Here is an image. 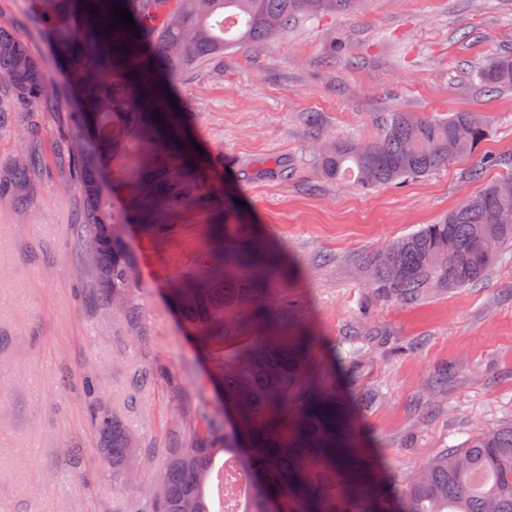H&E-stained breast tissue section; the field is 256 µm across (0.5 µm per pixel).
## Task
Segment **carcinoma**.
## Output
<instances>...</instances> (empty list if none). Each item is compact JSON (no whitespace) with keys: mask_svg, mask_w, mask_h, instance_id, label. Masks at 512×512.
Masks as SVG:
<instances>
[{"mask_svg":"<svg viewBox=\"0 0 512 512\" xmlns=\"http://www.w3.org/2000/svg\"><path fill=\"white\" fill-rule=\"evenodd\" d=\"M364 0H116L132 14L134 28L115 22L111 0H27L43 23L64 68L73 76L82 107L69 114L65 137L69 168L83 197L74 230L92 246L86 270L93 295L112 302V318L134 328L140 310L131 301L133 270L124 227L99 183L102 165L117 155L140 154L126 178L129 212L156 237L176 235V219L188 205L206 206L221 188L210 183L182 135L177 112L146 111L155 91L136 83L154 75L174 82L199 63L224 56L237 44L260 45L281 36L301 18L352 15ZM98 8L99 14L91 12ZM490 88L512 87V55L492 58L481 72ZM24 106L42 104L49 82L26 44L0 30V83ZM487 134L474 112L428 117L394 112L382 134L367 143L317 145L322 175L354 181L364 189L428 175L452 160L473 155ZM35 159L16 155L0 168V199L27 202ZM214 259L202 276L176 279L169 294L199 350L211 355L224 391V415L204 414V428L187 448L163 449L153 476L150 507L134 512H512V424L472 435L460 448H445L411 474L402 490L378 491L357 481L359 455L355 413L340 400L336 370H309L310 336H264L226 356L224 319L243 310L258 323L276 324L258 284L284 275L271 245L234 224L217 225ZM512 243V176L491 183L437 224L369 255L366 288L374 298L402 305L480 280ZM385 333L367 325L344 337L341 371L355 387L368 369L366 351L384 344ZM448 383V370L430 375L432 396ZM97 432L98 456L113 488L129 489L141 464L156 449L144 448L117 415L88 409Z\"/></svg>","mask_w":512,"mask_h":512,"instance_id":"carcinoma-1","label":"carcinoma"}]
</instances>
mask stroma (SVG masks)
Wrapping results in <instances>:
<instances>
[{"label":"stroma","instance_id":"obj_1","mask_svg":"<svg viewBox=\"0 0 512 512\" xmlns=\"http://www.w3.org/2000/svg\"><path fill=\"white\" fill-rule=\"evenodd\" d=\"M0 29L26 43L50 82L49 105L13 106L0 127V165L23 149L40 160L30 206L0 203V331L12 337L0 352V503L9 512H129L133 495L146 494L162 457L145 465L135 494L113 489L89 403L116 412L143 447L158 449L190 446L200 405L220 413L212 364L166 288L204 270L223 208L229 223L253 225L292 268L266 297L289 304L281 334L315 336L316 367L331 366L343 336L361 328L362 305L387 333L364 377L381 393L360 416L366 480L401 485L436 452L512 423L511 259L472 286L413 306L369 299L363 279L366 255L512 173V90L490 91L479 79L489 59L512 52V0H364L357 14L299 22L284 37L184 73L169 109L181 113L202 162L219 164L224 195L187 206L169 240L128 221L131 300L141 311L134 330L113 320L106 299L88 295L73 230L83 198L59 150L77 106L71 81L26 0H0ZM394 112H476L489 132L474 156L402 184L365 190L320 174L313 138L367 142ZM20 127L33 130L30 141L19 140ZM267 159L287 165V177L257 175ZM478 164L481 177L471 179ZM440 369L448 386L437 400L425 380ZM89 370L97 381L88 393L81 378ZM137 371L151 374L142 409L128 400Z\"/></svg>","mask_w":512,"mask_h":512}]
</instances>
